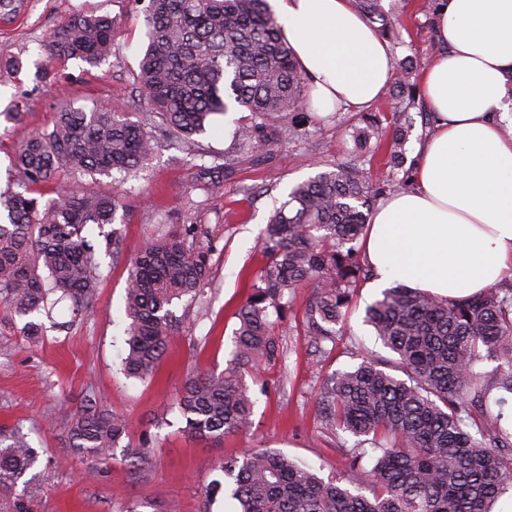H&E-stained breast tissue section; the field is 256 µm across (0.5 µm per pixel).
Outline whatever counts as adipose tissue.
<instances>
[{"label": "adipose tissue", "instance_id": "obj_1", "mask_svg": "<svg viewBox=\"0 0 512 512\" xmlns=\"http://www.w3.org/2000/svg\"><path fill=\"white\" fill-rule=\"evenodd\" d=\"M282 38L306 73L310 107L326 114L380 99L394 76L390 44L352 0H270ZM437 54L420 79L433 131L414 152L412 187L373 212L362 241L385 288L445 299L512 277V0H436Z\"/></svg>", "mask_w": 512, "mask_h": 512}]
</instances>
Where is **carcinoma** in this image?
Here are the masks:
<instances>
[{
	"instance_id": "obj_1",
	"label": "carcinoma",
	"mask_w": 512,
	"mask_h": 512,
	"mask_svg": "<svg viewBox=\"0 0 512 512\" xmlns=\"http://www.w3.org/2000/svg\"><path fill=\"white\" fill-rule=\"evenodd\" d=\"M355 8L385 37L397 23L380 0H353ZM26 0H0V23L10 22ZM148 45L137 80L150 112L140 121L95 105L60 106L50 128L32 132L14 151L7 187L0 191V307L25 319L23 334L42 335L49 295L70 299L74 316L88 313L97 298L100 262L87 229L115 223L123 193L88 191L80 176L130 177L154 157L156 131L182 144L198 159L194 182L208 195L224 190L233 165L273 158L285 138L301 139L307 78L281 38L267 0H149ZM116 19L76 12L53 29L35 64L34 82L51 81L48 62L75 59L99 65L117 38ZM236 106L248 113L224 162L205 161L195 136L215 114ZM390 125L362 114L355 138L367 156L383 152L386 165H402L407 135L403 101L392 102ZM374 146H369L371 139ZM61 169L75 175L58 197L43 199L38 187ZM407 182L377 184L353 163L324 169L295 184L265 229L266 263L236 312L232 350L224 369L193 374L176 405L184 429L222 439L247 434L253 425L251 385L264 365L283 357L275 334L301 286L312 288L301 327L315 352L336 345V329L348 314L359 283L370 277L356 242L374 200ZM213 248L193 226L169 224L147 238L126 281L129 320L124 358L127 374L154 377L174 323L173 302L203 292ZM365 322L395 359L370 354L357 366L326 373L318 395L320 422L336 434L357 438L345 467L362 477L349 488L324 481L278 451L250 448L217 466V479L201 489L202 509L221 494L238 512H492L512 489V421L504 407L512 396V287L454 301L402 285L384 289L366 307ZM494 360L491 374L477 369ZM498 390L497 410L489 395ZM68 444L86 464V477L114 458L130 423L92 400L77 410L62 405ZM378 450L363 471L364 446ZM25 436L0 440V487L17 483L38 461Z\"/></svg>"
}]
</instances>
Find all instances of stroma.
Listing matches in <instances>:
<instances>
[{
  "label": "stroma",
  "mask_w": 512,
  "mask_h": 512,
  "mask_svg": "<svg viewBox=\"0 0 512 512\" xmlns=\"http://www.w3.org/2000/svg\"><path fill=\"white\" fill-rule=\"evenodd\" d=\"M425 2L381 0L384 12L401 23L398 37L390 41L394 61L410 58L419 69L434 58L433 15ZM146 7L145 0H29L24 13L0 24V114L12 107L25 114L19 125L0 117V186L16 146L31 131L51 126L61 93H68L75 105L105 104L133 120L145 111L136 75L146 47ZM85 10L117 20L120 33L111 56L96 67L76 60L56 63L54 81L34 86V64L45 57L41 40L70 14ZM18 55L23 67L10 68ZM346 118L343 112L312 115L307 141L282 140L273 159L238 165L219 196L195 189L192 160L180 145L163 141L147 168L128 182L125 209L118 214V250L107 252L97 228L88 231L102 271L93 310L69 330H50L36 341L23 336L22 319L0 312V433L24 434L39 453L35 469L43 474L30 484L0 488V512H14L26 501L35 512H113L133 499L171 502L177 512H200V488L220 478L218 463L253 447L275 449L306 463L324 480H347L344 454L355 439L323 429L316 401L318 372L345 369L367 351L388 356L363 322L376 289L364 285L357 290L336 348L321 364L311 356L297 317L309 291L298 290L292 313L279 327L286 357L260 375L265 390L254 396L249 435L220 441L188 435L173 405L189 372L223 369L232 348L235 312L265 263L262 233L274 209L293 185L326 165L353 158ZM165 218L197 227L214 250L213 270L202 296L174 301L176 326L167 352L154 378L141 381L128 377L123 366L126 279L131 260ZM91 397L131 421V445L149 435V467H132L118 448L99 479L78 478L81 463L68 446L60 405L76 410Z\"/></svg>",
  "instance_id": "35a3bbf8"
}]
</instances>
